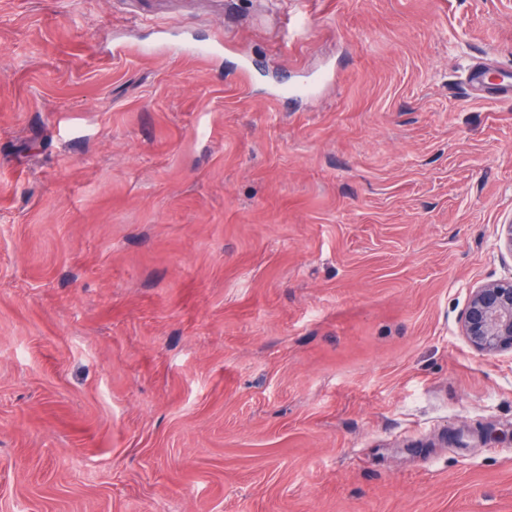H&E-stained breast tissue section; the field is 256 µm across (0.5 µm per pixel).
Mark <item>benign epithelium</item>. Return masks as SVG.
Returning a JSON list of instances; mask_svg holds the SVG:
<instances>
[{"label":"benign epithelium","mask_w":512,"mask_h":512,"mask_svg":"<svg viewBox=\"0 0 512 512\" xmlns=\"http://www.w3.org/2000/svg\"><path fill=\"white\" fill-rule=\"evenodd\" d=\"M500 252L512 257V224H503L497 234ZM463 335L484 354L512 351V276L486 282L471 291L461 317Z\"/></svg>","instance_id":"obj_1"}]
</instances>
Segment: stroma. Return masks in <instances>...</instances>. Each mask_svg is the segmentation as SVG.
I'll list each match as a JSON object with an SVG mask.
<instances>
[{"label": "stroma", "instance_id": "stroma-1", "mask_svg": "<svg viewBox=\"0 0 512 512\" xmlns=\"http://www.w3.org/2000/svg\"><path fill=\"white\" fill-rule=\"evenodd\" d=\"M477 59L512 0H0V512H512ZM461 328L480 353L512 351V275L473 288Z\"/></svg>", "mask_w": 512, "mask_h": 512}]
</instances>
